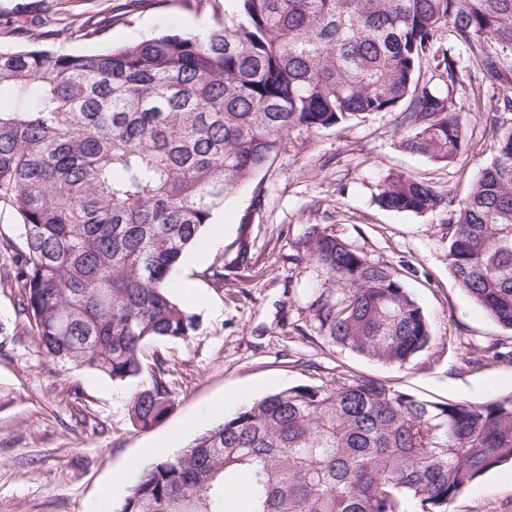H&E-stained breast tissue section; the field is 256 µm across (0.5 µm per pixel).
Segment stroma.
I'll use <instances>...</instances> for the list:
<instances>
[{
	"mask_svg": "<svg viewBox=\"0 0 512 512\" xmlns=\"http://www.w3.org/2000/svg\"><path fill=\"white\" fill-rule=\"evenodd\" d=\"M224 14V0L202 11L182 0H0V47L30 33L71 32L68 48L96 49L76 37L83 25L122 44L170 25L201 31ZM125 23H117V16ZM463 80L454 98L465 139L449 164L401 146L394 112L325 129L295 142L269 169L225 201L174 278L172 295L198 320L186 341L144 349L140 381L163 360L173 407L148 430L134 427L132 387L42 354L20 332L19 291L0 288V323L17 333L0 351V512H115L140 465L177 454L216 424L211 405L239 392L248 400L344 374L434 400L474 403L512 392V331L498 325L448 270V216L390 211L376 202L391 171L463 199L493 157L496 90ZM320 230L389 266L423 309L430 342L402 368L332 342L314 316L319 295L341 297L335 279L311 262L305 240ZM223 279H216V270ZM125 484L116 486V473ZM448 512H512V464L500 466L448 505Z\"/></svg>",
	"mask_w": 512,
	"mask_h": 512,
	"instance_id": "stroma-1",
	"label": "stroma"
}]
</instances>
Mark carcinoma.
Instances as JSON below:
<instances>
[{
    "instance_id": "cac0c4a2",
    "label": "carcinoma",
    "mask_w": 512,
    "mask_h": 512,
    "mask_svg": "<svg viewBox=\"0 0 512 512\" xmlns=\"http://www.w3.org/2000/svg\"><path fill=\"white\" fill-rule=\"evenodd\" d=\"M204 33L181 31L89 52L0 49V210L20 244L0 285L39 350L131 383L143 350L185 340L196 316L173 278L224 201L288 140L400 109L402 147L451 162L461 84L448 42L499 90L494 157L458 201L400 172L377 202L448 212V267L512 330V0H233ZM438 83L420 82L422 68ZM308 259L345 294L321 297L337 345L403 366L429 322L393 270L320 231ZM164 362L136 386L129 418L148 429L172 406ZM512 462V392L482 403L432 401L368 378L298 384L241 408L182 451L145 465L116 512H448Z\"/></svg>"
}]
</instances>
